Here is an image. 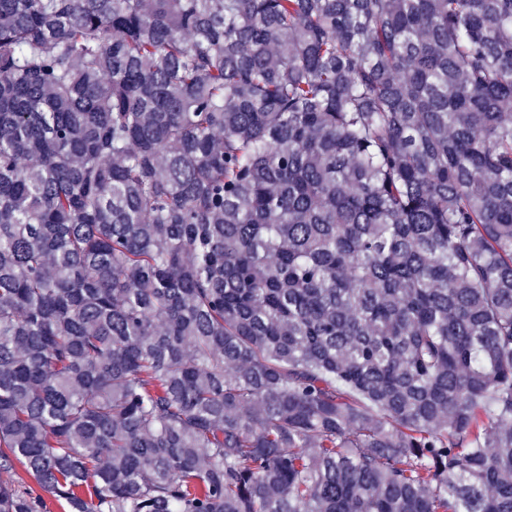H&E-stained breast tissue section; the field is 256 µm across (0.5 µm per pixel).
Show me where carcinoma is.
<instances>
[{"label":"carcinoma","mask_w":512,"mask_h":512,"mask_svg":"<svg viewBox=\"0 0 512 512\" xmlns=\"http://www.w3.org/2000/svg\"><path fill=\"white\" fill-rule=\"evenodd\" d=\"M512 512V0H0V512Z\"/></svg>","instance_id":"obj_1"}]
</instances>
